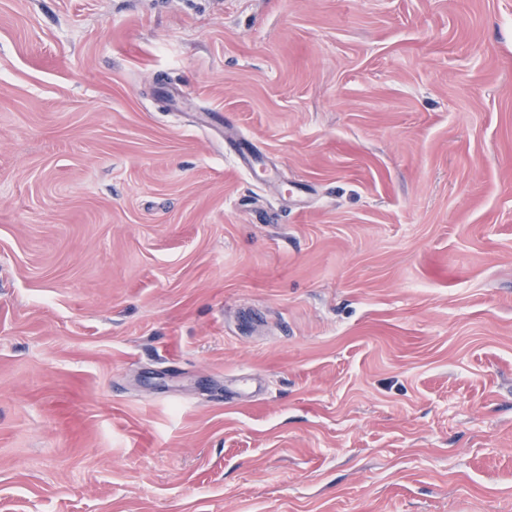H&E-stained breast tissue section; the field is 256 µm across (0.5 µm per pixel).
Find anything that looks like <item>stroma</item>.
Returning <instances> with one entry per match:
<instances>
[{"instance_id":"1","label":"stroma","mask_w":512,"mask_h":512,"mask_svg":"<svg viewBox=\"0 0 512 512\" xmlns=\"http://www.w3.org/2000/svg\"><path fill=\"white\" fill-rule=\"evenodd\" d=\"M0 512H512V0H0Z\"/></svg>"}]
</instances>
